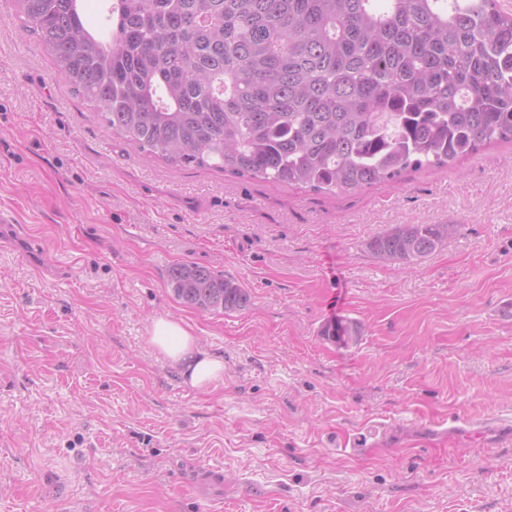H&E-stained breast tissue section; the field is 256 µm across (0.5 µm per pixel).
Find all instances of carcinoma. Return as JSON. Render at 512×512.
Instances as JSON below:
<instances>
[{
	"label": "carcinoma",
	"mask_w": 512,
	"mask_h": 512,
	"mask_svg": "<svg viewBox=\"0 0 512 512\" xmlns=\"http://www.w3.org/2000/svg\"><path fill=\"white\" fill-rule=\"evenodd\" d=\"M20 27L112 132L178 167L355 192L512 143V13L498 0H17ZM454 224H399L378 258L414 265ZM204 312L249 294L206 267L167 274ZM356 321L321 335L354 340Z\"/></svg>",
	"instance_id": "carcinoma-1"
}]
</instances>
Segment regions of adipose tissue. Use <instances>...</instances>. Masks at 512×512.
<instances>
[{"mask_svg":"<svg viewBox=\"0 0 512 512\" xmlns=\"http://www.w3.org/2000/svg\"><path fill=\"white\" fill-rule=\"evenodd\" d=\"M149 342L168 361L182 366L184 381L191 388L206 391L224 378L223 359L200 348L183 321L167 315L155 317Z\"/></svg>","mask_w":512,"mask_h":512,"instance_id":"adipose-tissue-1","label":"adipose tissue"}]
</instances>
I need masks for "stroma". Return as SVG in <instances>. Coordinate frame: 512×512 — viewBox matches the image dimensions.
<instances>
[{
  "mask_svg": "<svg viewBox=\"0 0 512 512\" xmlns=\"http://www.w3.org/2000/svg\"><path fill=\"white\" fill-rule=\"evenodd\" d=\"M0 0V512H512V143L352 194L175 169ZM452 224L418 264L368 241ZM195 262L243 310L182 304ZM189 325L209 392L147 341ZM361 324L358 342L322 336ZM223 482L204 484L205 470ZM167 278L177 299L200 311H237L250 302L249 294L236 282L194 263L172 265Z\"/></svg>",
  "mask_w": 512,
  "mask_h": 512,
  "instance_id": "1",
  "label": "stroma"
}]
</instances>
